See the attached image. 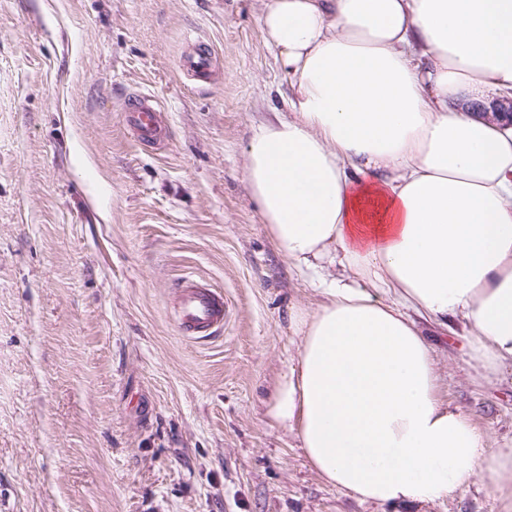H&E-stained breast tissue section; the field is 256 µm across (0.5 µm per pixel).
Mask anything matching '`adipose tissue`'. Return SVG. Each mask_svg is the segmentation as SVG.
Here are the masks:
<instances>
[{
	"instance_id": "1",
	"label": "adipose tissue",
	"mask_w": 512,
	"mask_h": 512,
	"mask_svg": "<svg viewBox=\"0 0 512 512\" xmlns=\"http://www.w3.org/2000/svg\"><path fill=\"white\" fill-rule=\"evenodd\" d=\"M288 117L254 129L246 181L268 235L322 297L270 417L362 502H433L512 476L438 394L425 318L512 370V129L471 113L512 90V0H263Z\"/></svg>"
}]
</instances>
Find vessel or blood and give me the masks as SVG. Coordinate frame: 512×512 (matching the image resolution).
Listing matches in <instances>:
<instances>
[{
	"instance_id": "b4317fda",
	"label": "vessel or blood",
	"mask_w": 512,
	"mask_h": 512,
	"mask_svg": "<svg viewBox=\"0 0 512 512\" xmlns=\"http://www.w3.org/2000/svg\"><path fill=\"white\" fill-rule=\"evenodd\" d=\"M213 57L208 49H197L182 58L181 66L197 82H208ZM123 121L132 136L143 145L164 147L168 125L162 108L147 96L129 98L123 109ZM225 317L224 294L207 282L184 279L178 288L176 328L188 339L206 337L222 330Z\"/></svg>"
}]
</instances>
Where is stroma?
<instances>
[{"label": "stroma", "instance_id": "1", "mask_svg": "<svg viewBox=\"0 0 512 512\" xmlns=\"http://www.w3.org/2000/svg\"><path fill=\"white\" fill-rule=\"evenodd\" d=\"M262 0H0V512H506L512 480L362 503L268 415L317 290L246 182L253 130L292 92ZM209 48V82L179 61ZM169 143L123 125L134 94ZM224 293L219 337L179 336L183 278ZM440 394L512 448V376L419 321ZM163 112L155 100L137 95L125 104L123 121L140 144L162 148L167 143L169 132Z\"/></svg>", "mask_w": 512, "mask_h": 512}]
</instances>
